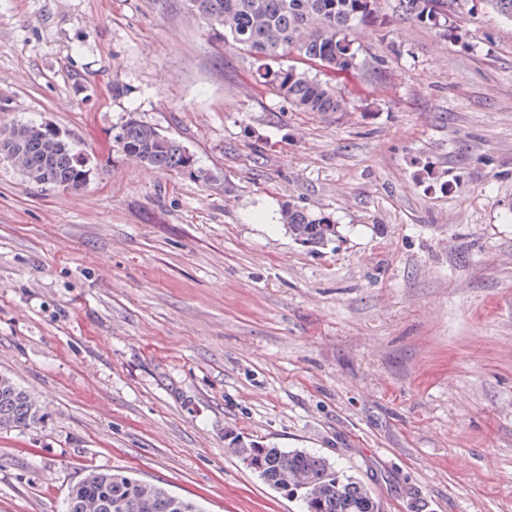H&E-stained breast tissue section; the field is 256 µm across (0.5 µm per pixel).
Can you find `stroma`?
I'll use <instances>...</instances> for the list:
<instances>
[{
    "label": "stroma",
    "instance_id": "35a3bbf8",
    "mask_svg": "<svg viewBox=\"0 0 512 512\" xmlns=\"http://www.w3.org/2000/svg\"><path fill=\"white\" fill-rule=\"evenodd\" d=\"M406 2L352 33L342 111L301 112L185 0H0V127L91 167L0 161V374L40 410L0 432V512H62L88 467L300 512L230 434L330 458L380 512H512V21ZM131 115L208 180L124 155ZM290 205L335 240H294ZM407 9L418 21L436 26L441 19L447 20L448 0H408ZM69 138L47 125H13L0 136V160L35 185L54 183L68 189L83 188L89 178V159ZM88 159V161H87Z\"/></svg>",
    "mask_w": 512,
    "mask_h": 512
}]
</instances>
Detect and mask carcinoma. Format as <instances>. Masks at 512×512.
Listing matches in <instances>:
<instances>
[{"label": "carcinoma", "instance_id": "1", "mask_svg": "<svg viewBox=\"0 0 512 512\" xmlns=\"http://www.w3.org/2000/svg\"><path fill=\"white\" fill-rule=\"evenodd\" d=\"M224 43L252 55L255 76L277 96L304 112H338L336 87L293 65L271 63L290 55L308 66L354 72L362 62L350 34L374 18L375 0H186ZM418 21L436 26L448 17V0H407ZM125 154L160 170L188 172L190 154L156 128L130 116L113 136ZM0 158L35 185L80 189L90 173L85 154L47 125H13L0 137ZM283 223L295 239L323 244L336 225L302 209H284ZM39 420L33 397L11 377L0 375V430L26 428ZM227 449L269 487L301 504L302 512H379L370 490L320 454L228 438ZM63 512H204L198 501L131 475L89 469L67 494Z\"/></svg>", "mask_w": 512, "mask_h": 512}]
</instances>
